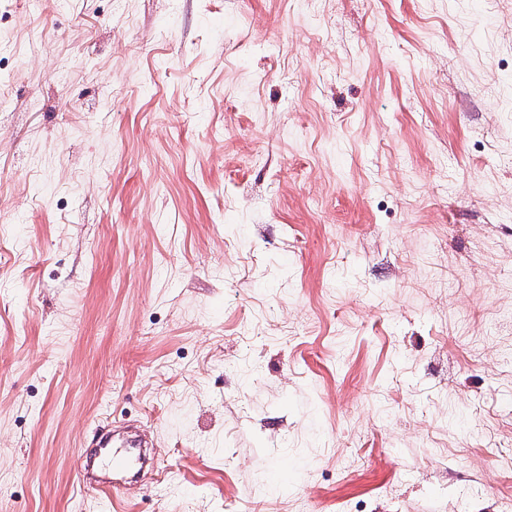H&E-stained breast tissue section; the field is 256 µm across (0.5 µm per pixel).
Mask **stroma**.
Here are the masks:
<instances>
[{
    "label": "stroma",
    "mask_w": 512,
    "mask_h": 512,
    "mask_svg": "<svg viewBox=\"0 0 512 512\" xmlns=\"http://www.w3.org/2000/svg\"><path fill=\"white\" fill-rule=\"evenodd\" d=\"M509 496L512 0H0V512ZM104 433L97 434L95 438L100 439L99 445L101 448H109L104 453L97 456L96 461L104 463L112 472L119 473L129 469L133 460L130 448L124 445L115 446L112 448V435H105ZM93 439V440H94Z\"/></svg>",
    "instance_id": "stroma-1"
}]
</instances>
